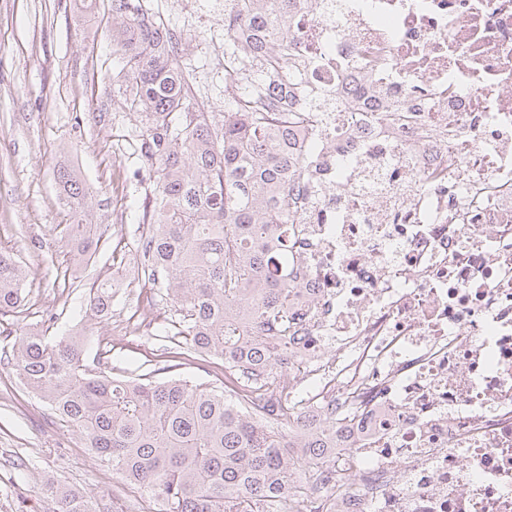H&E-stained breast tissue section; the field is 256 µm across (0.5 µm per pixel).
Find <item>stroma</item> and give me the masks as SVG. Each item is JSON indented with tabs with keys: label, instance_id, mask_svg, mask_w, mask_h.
Returning <instances> with one entry per match:
<instances>
[{
	"label": "stroma",
	"instance_id": "obj_1",
	"mask_svg": "<svg viewBox=\"0 0 512 512\" xmlns=\"http://www.w3.org/2000/svg\"><path fill=\"white\" fill-rule=\"evenodd\" d=\"M215 0H148L178 40L197 103L223 111L224 69L213 57L224 42V16ZM104 5L78 10L75 0H0V251L29 269L19 324L52 321V335L82 328L91 348L108 346V363L94 371L128 376L155 371L223 386L224 362L187 352L163 354L149 330L129 327L139 297H156L148 313L163 322L171 311L160 288L143 286L129 256V287L105 322L86 315L88 285L109 277L112 263L75 259L59 235L69 217L54 173L74 167L90 188L92 220L108 244L132 242L155 182L128 144L136 114L118 92L121 60L112 45ZM92 494L99 512H155L153 501L130 488L106 463L94 460L76 429L61 424L50 406L19 385L0 359V512H52L50 486Z\"/></svg>",
	"mask_w": 512,
	"mask_h": 512
}]
</instances>
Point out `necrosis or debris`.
Wrapping results in <instances>:
<instances>
[{
	"label": "necrosis or debris",
	"instance_id": "necrosis-or-debris-1",
	"mask_svg": "<svg viewBox=\"0 0 512 512\" xmlns=\"http://www.w3.org/2000/svg\"><path fill=\"white\" fill-rule=\"evenodd\" d=\"M257 106L323 118L288 387L335 418L332 512H512V0H320Z\"/></svg>",
	"mask_w": 512,
	"mask_h": 512
}]
</instances>
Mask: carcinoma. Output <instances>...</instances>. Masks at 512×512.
Here are the masks:
<instances>
[{"instance_id":"obj_1","label":"carcinoma","mask_w":512,"mask_h":512,"mask_svg":"<svg viewBox=\"0 0 512 512\" xmlns=\"http://www.w3.org/2000/svg\"><path fill=\"white\" fill-rule=\"evenodd\" d=\"M238 14L268 37L264 61L240 55L230 38L224 56L252 76L288 52L289 17L315 0H237ZM120 19L112 45L120 53L128 111L139 115L136 153L156 179L137 240L141 273L166 291L174 308L157 327L162 351L186 349L224 359V386L186 380L97 375L85 337L51 339L19 327L7 363L19 383L76 428L94 459L142 494L159 512H322L323 471L308 462L344 443L336 426L305 417L303 397L287 382L292 293L299 282L286 253L295 243L288 181L305 155L282 132L304 112H254L242 93L219 115L194 103L170 33L144 0H109ZM59 199L74 218L66 245L96 261L103 234L89 220V188L69 166L56 170ZM28 272L0 252V316L19 313ZM113 280L89 284L87 310L112 317ZM53 512H95L73 488L54 493Z\"/></svg>"}]
</instances>
